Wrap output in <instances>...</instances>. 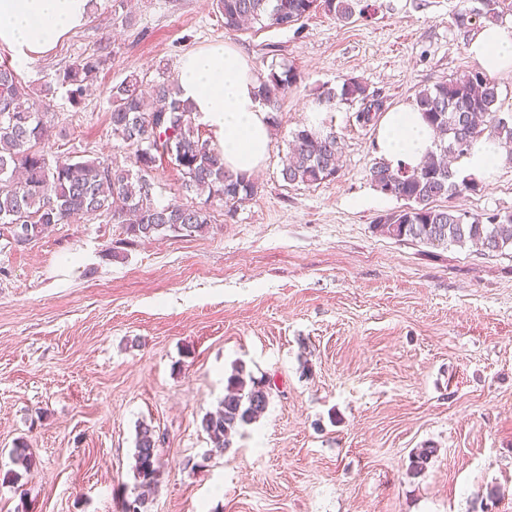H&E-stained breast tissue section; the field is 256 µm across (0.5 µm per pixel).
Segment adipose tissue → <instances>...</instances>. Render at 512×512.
Masks as SVG:
<instances>
[{
  "instance_id": "ef3b65f1",
  "label": "adipose tissue",
  "mask_w": 512,
  "mask_h": 512,
  "mask_svg": "<svg viewBox=\"0 0 512 512\" xmlns=\"http://www.w3.org/2000/svg\"><path fill=\"white\" fill-rule=\"evenodd\" d=\"M90 10V0H0V47L26 68L82 27ZM469 52L487 74L512 68V23L483 26ZM177 79L182 99L214 132L225 168L256 172L271 150V129L249 59L233 45L214 44L183 58ZM433 147L434 133L413 106H397L379 123L376 151L392 165L419 167Z\"/></svg>"
}]
</instances>
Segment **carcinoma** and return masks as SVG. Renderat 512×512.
Here are the masks:
<instances>
[{
	"label": "carcinoma",
	"mask_w": 512,
	"mask_h": 512,
	"mask_svg": "<svg viewBox=\"0 0 512 512\" xmlns=\"http://www.w3.org/2000/svg\"><path fill=\"white\" fill-rule=\"evenodd\" d=\"M212 5L224 18V28L232 31H248L257 24L288 29L317 11L342 22L375 14V5L369 0H212ZM476 18L496 22L499 12L489 3L483 14L458 12L456 23L465 27ZM106 60L92 54L59 72V85L68 88L73 103L81 102ZM298 80L290 66L280 71L272 68L260 75L258 95L273 107ZM30 99V88L16 71L1 64L0 230L8 231L17 243L37 238L55 224L102 216L123 225L126 238L121 243L126 245L169 234L190 236L211 223L215 202L231 211L258 192L253 178L226 170L220 150L197 133L193 109L179 97L175 78L158 80L146 91L142 80L132 74L110 89L112 135L131 149L129 165L124 167L84 157L60 158L50 165L41 149L51 137L50 102L38 110ZM498 102L497 84L479 66L416 93L413 106L436 131L435 150L415 169L394 168L381 158L374 160L370 169L373 187L405 201L404 207L372 225L374 233L432 248L471 243L488 254L512 248V213L484 216L434 205L440 198L479 190L480 182L474 178H457L451 161L468 155L481 138L493 139L501 155L512 161V116H500ZM315 103L325 109L338 103L360 104L355 121L361 127L375 124L385 110L384 101L367 93L366 86L355 78H345L338 88L319 92ZM340 153L341 136L333 128L299 126L287 140L282 179L292 185H314L333 178ZM164 157L179 169L182 187L205 197L204 201L192 205L154 202L151 175ZM268 404L264 386L247 376L244 366H236L227 378L220 408L205 413L201 429L213 448L222 452L232 447L240 428L255 422ZM435 452L431 447L413 452L411 472L423 473ZM133 459L137 486H155L159 439L152 426H138ZM11 460L26 472L33 466V456L24 442L15 445Z\"/></svg>",
	"instance_id": "obj_1"
}]
</instances>
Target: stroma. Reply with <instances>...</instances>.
I'll return each instance as SVG.
<instances>
[{
  "label": "stroma",
  "mask_w": 512,
  "mask_h": 512,
  "mask_svg": "<svg viewBox=\"0 0 512 512\" xmlns=\"http://www.w3.org/2000/svg\"><path fill=\"white\" fill-rule=\"evenodd\" d=\"M377 4L368 20L317 12L240 33L212 0H95L83 27L20 70L32 92L55 88L49 156L120 166L108 96L129 75H176L187 53L227 42L300 82L277 104L257 195L216 206L202 232L127 246L99 218L21 245L0 235V512H118L137 493L142 423L164 437L145 512H512V250L374 234L400 203L372 186L376 129L346 104L328 114L336 176L280 174L318 90L352 77L390 109L475 66L456 14L483 0ZM105 44L110 60L72 107L57 71ZM151 183L158 203L198 200L170 160ZM438 204L512 212V162ZM238 364L270 402L219 455L200 421ZM19 440L33 468L15 485ZM427 446V470L410 474Z\"/></svg>",
  "instance_id": "1"
}]
</instances>
